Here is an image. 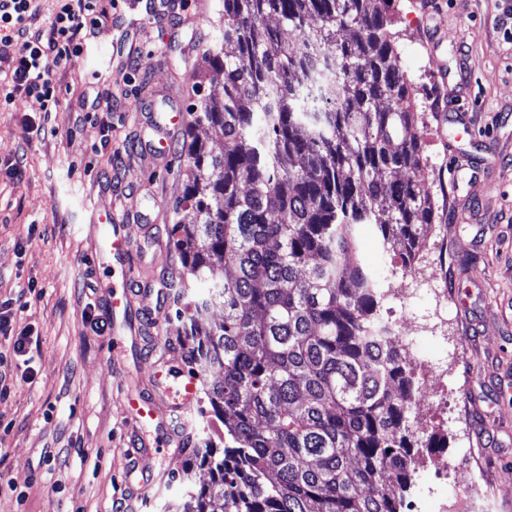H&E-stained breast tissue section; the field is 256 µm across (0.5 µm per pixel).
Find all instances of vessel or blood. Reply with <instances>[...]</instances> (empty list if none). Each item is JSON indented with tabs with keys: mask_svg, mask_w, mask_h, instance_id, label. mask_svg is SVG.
Masks as SVG:
<instances>
[{
	"mask_svg": "<svg viewBox=\"0 0 512 512\" xmlns=\"http://www.w3.org/2000/svg\"><path fill=\"white\" fill-rule=\"evenodd\" d=\"M142 314L128 287L114 290L109 308L113 348H120L125 336L139 337ZM197 394L198 379L192 374L160 372L151 391L128 398L123 412L139 426L137 447L142 456H157L181 445Z\"/></svg>",
	"mask_w": 512,
	"mask_h": 512,
	"instance_id": "b4317fda",
	"label": "vessel or blood"
}]
</instances>
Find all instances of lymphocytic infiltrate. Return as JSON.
I'll use <instances>...</instances> for the list:
<instances>
[{"label":"lymphocytic infiltrate","instance_id":"obj_1","mask_svg":"<svg viewBox=\"0 0 512 512\" xmlns=\"http://www.w3.org/2000/svg\"><path fill=\"white\" fill-rule=\"evenodd\" d=\"M39 0H0V54L9 58L0 71V104L33 98L45 113L59 106L55 75L81 51L83 39L98 25L94 0H57L50 20L39 29Z\"/></svg>","mask_w":512,"mask_h":512}]
</instances>
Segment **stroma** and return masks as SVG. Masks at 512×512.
Segmentation results:
<instances>
[{"label":"stroma","instance_id":"35a3bbf8","mask_svg":"<svg viewBox=\"0 0 512 512\" xmlns=\"http://www.w3.org/2000/svg\"><path fill=\"white\" fill-rule=\"evenodd\" d=\"M173 17H147L149 0H99L104 14L82 51L57 74L61 104L44 116L28 99L0 108V307L32 348L11 368L0 335V368L13 369L0 397V489L6 512H110L135 494L134 434L122 414L129 392L148 384L158 360L179 349L184 322L166 291L182 266L170 228L173 205L192 181L181 151L185 128L165 131L162 113L191 114L223 91L224 76L194 74L218 33L223 0H181ZM400 65L424 114L436 231L408 269H395L384 310L407 308L418 326L405 342L412 364L448 373V399L418 401L414 428L438 434L440 462L472 466L447 486L422 477L413 496L431 495L447 512H471L460 489L485 477L495 491L484 512H512V0H393ZM111 112L93 111L100 92ZM40 126L37 136L25 125ZM459 136L473 177L457 183L444 139ZM169 150H162V140ZM124 161L115 164L113 152ZM23 157L20 175L8 169ZM127 227L121 260L91 253L97 215ZM164 277L142 303L151 334L112 351L104 327L113 286L125 271L147 279L156 256ZM191 451L158 457L160 480L137 512L175 506Z\"/></svg>","mask_w":512,"mask_h":512}]
</instances>
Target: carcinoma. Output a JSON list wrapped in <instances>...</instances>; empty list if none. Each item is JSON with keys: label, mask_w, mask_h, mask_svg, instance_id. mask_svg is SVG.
Segmentation results:
<instances>
[{"label": "carcinoma", "mask_w": 512, "mask_h": 512, "mask_svg": "<svg viewBox=\"0 0 512 512\" xmlns=\"http://www.w3.org/2000/svg\"><path fill=\"white\" fill-rule=\"evenodd\" d=\"M223 2L204 52L223 93L189 126L171 288L226 438L198 449L209 481L172 477L179 512H402L420 449L445 444L412 429L418 382L381 312L388 269L358 246L370 226L406 267L433 230L390 0Z\"/></svg>", "instance_id": "obj_1"}]
</instances>
